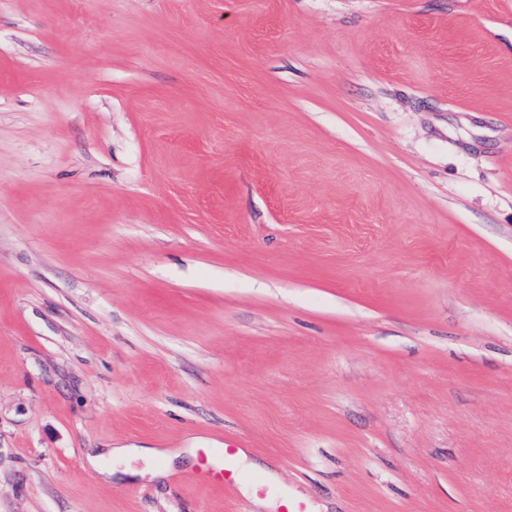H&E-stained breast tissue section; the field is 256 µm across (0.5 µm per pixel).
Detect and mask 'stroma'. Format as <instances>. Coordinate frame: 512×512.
Instances as JSON below:
<instances>
[{
	"label": "stroma",
	"instance_id": "obj_1",
	"mask_svg": "<svg viewBox=\"0 0 512 512\" xmlns=\"http://www.w3.org/2000/svg\"><path fill=\"white\" fill-rule=\"evenodd\" d=\"M233 444L240 486L100 475ZM512 512V0H0V512ZM181 448H109L106 452L95 455H88V461L91 466L98 467L101 460L108 457L111 458H135L139 456H146L148 458L170 461L180 455Z\"/></svg>",
	"mask_w": 512,
	"mask_h": 512
}]
</instances>
